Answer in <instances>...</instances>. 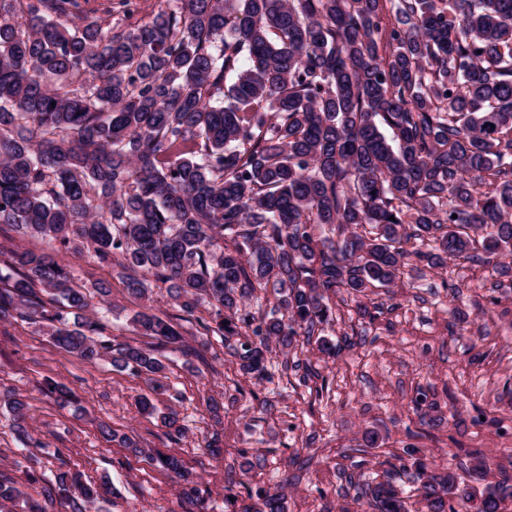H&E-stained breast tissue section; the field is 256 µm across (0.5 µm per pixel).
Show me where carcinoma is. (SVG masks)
<instances>
[{"mask_svg": "<svg viewBox=\"0 0 512 512\" xmlns=\"http://www.w3.org/2000/svg\"><path fill=\"white\" fill-rule=\"evenodd\" d=\"M0 226L111 267L134 299L166 290L178 313L130 319L152 342L118 343L110 279L0 245V323L144 377L138 411L179 435L153 400L169 391L174 321L260 377L335 322L342 290L391 288L413 258H512V0H0ZM0 401L28 444L26 399ZM156 461L192 483L177 456ZM412 467L416 512L512 498L507 479L461 489L432 462ZM396 472L350 482L354 500L411 512ZM27 476L39 497L0 471V512L97 501L76 470ZM252 512H286L285 494Z\"/></svg>", "mask_w": 512, "mask_h": 512, "instance_id": "cac0c4a2", "label": "carcinoma"}]
</instances>
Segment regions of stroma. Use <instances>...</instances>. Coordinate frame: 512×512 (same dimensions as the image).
<instances>
[{
	"mask_svg": "<svg viewBox=\"0 0 512 512\" xmlns=\"http://www.w3.org/2000/svg\"><path fill=\"white\" fill-rule=\"evenodd\" d=\"M405 287L337 301L325 336L337 357L302 342L267 362L263 378L243 375L219 337L183 324L184 345L168 346L169 395L180 440L138 412L143 379L63 352L34 326L0 324V396L29 403L32 435L21 447L12 417L0 405V471L28 494L24 455L53 476L79 469L100 486L90 512H243L262 491L283 489L288 512H367L347 492L344 473L367 483L387 451L435 462L462 486L483 488L512 476V279L491 264L422 267ZM72 398L56 401L45 381ZM428 407L415 409L419 394ZM133 433L141 454L104 437L99 423ZM379 437L364 448V435ZM219 437V452L202 450ZM179 456L197 476L195 495L153 461ZM492 463L478 480V461Z\"/></svg>",
	"mask_w": 512,
	"mask_h": 512,
	"instance_id": "35a3bbf8",
	"label": "stroma"
}]
</instances>
